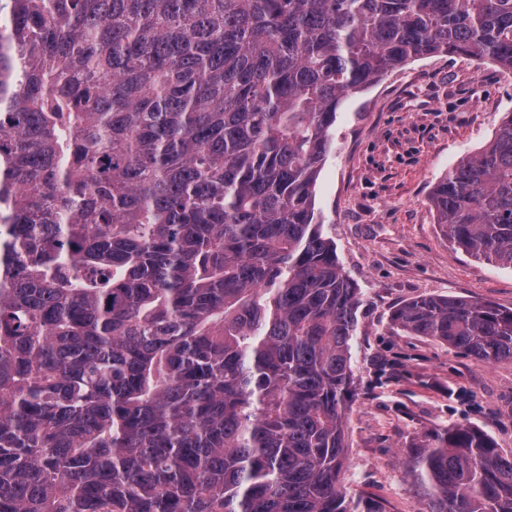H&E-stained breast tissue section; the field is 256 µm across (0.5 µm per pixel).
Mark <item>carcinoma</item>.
<instances>
[{"instance_id":"obj_1","label":"carcinoma","mask_w":512,"mask_h":512,"mask_svg":"<svg viewBox=\"0 0 512 512\" xmlns=\"http://www.w3.org/2000/svg\"><path fill=\"white\" fill-rule=\"evenodd\" d=\"M437 54L512 71V0H0V512H357L315 187L345 100ZM430 202L512 267V115ZM390 321L512 359V309ZM407 448L428 512H512L480 429Z\"/></svg>"}]
</instances>
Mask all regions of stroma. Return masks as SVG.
<instances>
[{
	"instance_id": "35a3bbf8",
	"label": "stroma",
	"mask_w": 512,
	"mask_h": 512,
	"mask_svg": "<svg viewBox=\"0 0 512 512\" xmlns=\"http://www.w3.org/2000/svg\"><path fill=\"white\" fill-rule=\"evenodd\" d=\"M512 113V71L455 55L415 59L348 98L336 147L316 185V209L358 284L341 481L385 512H426L408 473L407 442L462 422L512 453V360L483 363L394 328L390 315L424 295L512 308V268L454 249L429 195L466 154L483 149ZM393 361L377 376L376 361Z\"/></svg>"
}]
</instances>
